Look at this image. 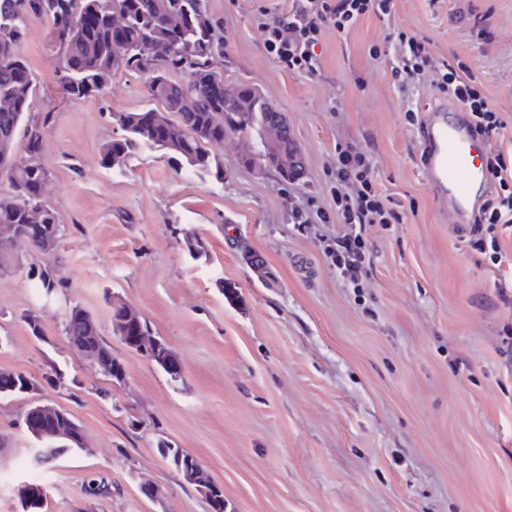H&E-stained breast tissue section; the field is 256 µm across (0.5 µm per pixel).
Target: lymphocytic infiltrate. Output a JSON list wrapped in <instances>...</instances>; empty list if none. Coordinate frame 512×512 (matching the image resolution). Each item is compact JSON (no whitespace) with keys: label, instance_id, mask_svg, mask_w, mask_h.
<instances>
[{"label":"lymphocytic infiltrate","instance_id":"obj_1","mask_svg":"<svg viewBox=\"0 0 512 512\" xmlns=\"http://www.w3.org/2000/svg\"><path fill=\"white\" fill-rule=\"evenodd\" d=\"M370 15L388 20L391 0H292L291 6L278 12L264 6L256 11L266 52L288 72L307 75L318 71L316 47L326 30L347 32L359 19ZM388 40L393 50L394 79L404 85L418 84L433 62L424 42L399 27ZM442 83L446 93L470 113L481 137L504 129V119L482 92L481 78L464 59L445 64ZM486 162L497 190L479 211L464 245L498 263L503 258L500 236L512 229V159L498 152L489 154ZM336 176V218L347 230L336 235L325 254L340 276L353 282L370 262L363 228L391 223L397 217V203L377 189L372 162L355 143L337 145Z\"/></svg>","mask_w":512,"mask_h":512}]
</instances>
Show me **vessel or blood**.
Returning <instances> with one entry per match:
<instances>
[{
  "label": "vessel or blood",
  "mask_w": 512,
  "mask_h": 512,
  "mask_svg": "<svg viewBox=\"0 0 512 512\" xmlns=\"http://www.w3.org/2000/svg\"><path fill=\"white\" fill-rule=\"evenodd\" d=\"M475 141V129L458 105L443 101L424 112L417 162L437 202L459 223L473 216L474 185L492 180L486 166L474 162Z\"/></svg>",
  "instance_id": "obj_1"
}]
</instances>
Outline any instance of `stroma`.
<instances>
[{"label":"stroma","instance_id":"stroma-1","mask_svg":"<svg viewBox=\"0 0 512 512\" xmlns=\"http://www.w3.org/2000/svg\"><path fill=\"white\" fill-rule=\"evenodd\" d=\"M261 5L283 3L207 0L224 35L213 70L285 115L305 160L296 181L240 165L234 137L211 148L220 179L149 148L106 168L102 147L122 134L113 115L147 105L145 76L120 73L102 94L74 99L56 81L46 25L29 22L19 52L37 82L45 199L62 233L54 256L18 249L19 268L0 275V370L35 385L0 397V512H22L29 483L44 491L42 512H210L159 455L162 439L195 456L231 512H512V358L501 343L512 325V231L502 265L462 248L469 228L436 207L417 165L419 124L406 114L409 102L444 100L441 74L425 70L414 95L394 83L388 58L368 55L396 23L439 59L465 56L507 122L475 148L510 153L512 0H394L391 23L326 31L316 76L268 56ZM350 141L405 206L400 223L366 226L370 265L356 290L323 253L342 225L293 218L332 210L336 145ZM190 233L203 256L187 250ZM46 269L58 288L42 305L33 284ZM114 294L172 349L180 380L113 334ZM74 305L99 322L124 380L68 344ZM31 310L42 337L24 319ZM56 371L75 386L48 387ZM40 402L76 418L86 450L37 464L23 418ZM92 475L111 482V497L88 499ZM144 479L161 501L141 495Z\"/></svg>","mask_w":512,"mask_h":512}]
</instances>
